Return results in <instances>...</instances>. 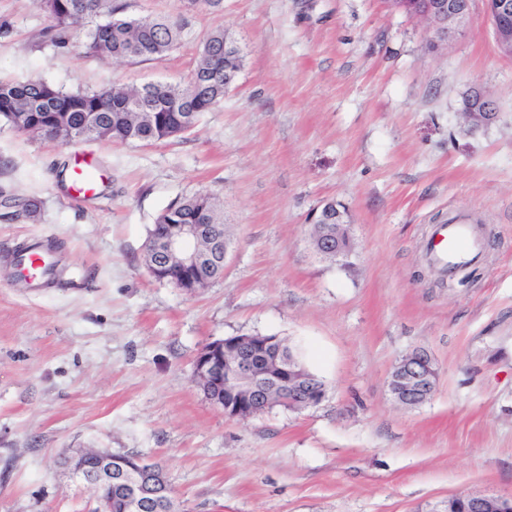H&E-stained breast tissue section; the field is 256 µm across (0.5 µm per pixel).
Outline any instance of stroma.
<instances>
[{
	"label": "stroma",
	"mask_w": 512,
	"mask_h": 512,
	"mask_svg": "<svg viewBox=\"0 0 512 512\" xmlns=\"http://www.w3.org/2000/svg\"><path fill=\"white\" fill-rule=\"evenodd\" d=\"M167 17L178 45L143 62L66 46L35 0H0V78L65 90L183 81L224 28L243 67L223 104L154 145L65 144L0 121V512H91L65 460L80 448L159 464L182 512H446L456 493L512 495V59L472 0V24L434 42L385 0H120ZM498 116L471 130L462 103ZM91 160L95 196L68 190ZM218 197L231 256L186 293L154 280L149 231L175 198ZM349 214L351 250L310 244L323 202ZM480 222L476 278L451 288L424 255L452 212ZM57 246L59 281L33 288L12 250ZM285 339L327 385L316 406L226 419L192 383L207 343ZM427 350L437 389L391 398L399 359Z\"/></svg>",
	"instance_id": "obj_1"
}]
</instances>
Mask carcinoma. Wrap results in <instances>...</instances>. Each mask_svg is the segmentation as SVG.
<instances>
[{
	"label": "carcinoma",
	"instance_id": "1",
	"mask_svg": "<svg viewBox=\"0 0 512 512\" xmlns=\"http://www.w3.org/2000/svg\"><path fill=\"white\" fill-rule=\"evenodd\" d=\"M37 6L56 23V43H66L73 27L98 17L102 23L85 33L86 49L115 61L148 60L170 52L179 42L181 27L169 18L120 16L123 5L114 0H37ZM224 30L211 32L202 42L192 72L178 85L114 86L99 91H65L39 79H0V117L14 126L58 138L64 143L85 139L148 143L165 141L195 127L201 117L224 99V70H241L242 57L224 56ZM154 112V124L138 125L137 113ZM216 211L215 197L195 194L172 201L156 219L155 234L164 232L161 219L176 215L197 221L203 210Z\"/></svg>",
	"mask_w": 512,
	"mask_h": 512
}]
</instances>
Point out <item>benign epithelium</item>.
I'll return each mask as SVG.
<instances>
[{"label": "benign epithelium", "instance_id": "obj_1", "mask_svg": "<svg viewBox=\"0 0 512 512\" xmlns=\"http://www.w3.org/2000/svg\"><path fill=\"white\" fill-rule=\"evenodd\" d=\"M486 19L494 31L500 54L512 59V0H485ZM415 17L428 21L441 38L451 26L471 21L470 0H418ZM471 129L490 125L497 118L495 103L476 93L463 107ZM345 212L334 202L323 204L312 223L318 226L311 243L326 258L343 255L348 235ZM230 242L217 237L211 224L167 225L147 244V270L161 282L169 281L176 270L180 288L193 291L224 276ZM197 374L224 390V399L212 405L228 419H248L272 407L269 392L258 395L262 385L280 394L279 405L302 410L319 404L326 395L324 386L309 375L291 351L278 344L275 336L239 334L204 345L195 360ZM438 370L430 354L415 349L394 367L388 379L389 391L397 404L416 408L433 396ZM73 472L91 490L118 483L123 494L122 512H157L166 485V476L152 464L135 456L124 460L108 451L80 450L69 459ZM448 512H512V495H465L448 498Z\"/></svg>", "mask_w": 512, "mask_h": 512}]
</instances>
